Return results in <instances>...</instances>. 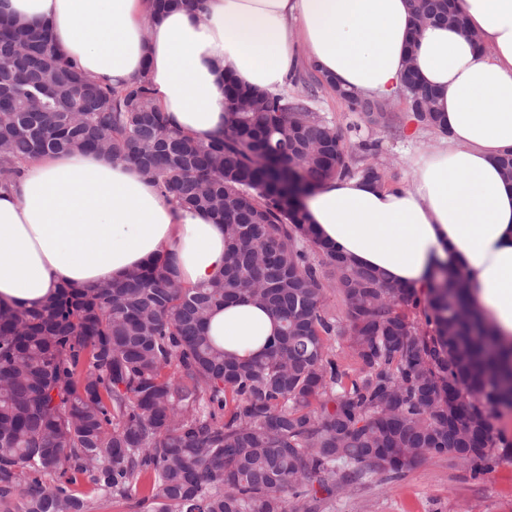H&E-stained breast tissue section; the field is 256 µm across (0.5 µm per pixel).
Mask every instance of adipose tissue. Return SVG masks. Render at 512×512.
Masks as SVG:
<instances>
[{
    "mask_svg": "<svg viewBox=\"0 0 512 512\" xmlns=\"http://www.w3.org/2000/svg\"><path fill=\"white\" fill-rule=\"evenodd\" d=\"M465 24L412 31L410 0H203L152 16V0H0V15L48 25L86 74L123 87L148 76L170 121L206 141L224 129V79L270 93L308 66L364 97L392 98L406 58L438 93L448 135L402 186L358 176L306 203L316 238L387 280L427 288L441 264L512 346V0H456ZM224 227L176 207L137 167L95 152L49 154L0 189V299L25 307L63 286L119 280L165 256L188 286L224 273ZM278 320L241 296L207 332L259 356Z\"/></svg>",
    "mask_w": 512,
    "mask_h": 512,
    "instance_id": "ef3b65f1",
    "label": "adipose tissue"
}]
</instances>
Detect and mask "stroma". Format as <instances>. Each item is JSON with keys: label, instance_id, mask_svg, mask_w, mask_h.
<instances>
[{"label": "stroma", "instance_id": "1", "mask_svg": "<svg viewBox=\"0 0 512 512\" xmlns=\"http://www.w3.org/2000/svg\"><path fill=\"white\" fill-rule=\"evenodd\" d=\"M379 142L376 156L389 183L402 186L413 175V160L441 146L438 137L387 128L363 129ZM309 512H512V450L499 452L491 471L473 476L452 456L429 457L394 479L373 478L319 493Z\"/></svg>", "mask_w": 512, "mask_h": 512}]
</instances>
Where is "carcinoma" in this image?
<instances>
[{"instance_id":"carcinoma-1","label":"carcinoma","mask_w":512,"mask_h":512,"mask_svg":"<svg viewBox=\"0 0 512 512\" xmlns=\"http://www.w3.org/2000/svg\"><path fill=\"white\" fill-rule=\"evenodd\" d=\"M453 0H412L414 24ZM272 94L227 80L224 132L200 142L170 125L143 76L116 89L60 54L45 25L0 16V186L32 158L98 151L135 164L174 205L224 224V275L188 287L158 257L119 281L62 287L46 302L0 301V512H91L73 486L131 512H288L336 489L395 478L451 454L475 476L512 411V357L456 271L423 294L387 283L320 243L284 175L312 193L340 176L383 186L375 140L314 111L321 81ZM370 128L398 130L386 99L337 92ZM398 97L420 130L446 133L436 92L404 71ZM346 322L325 310L327 289ZM247 294L280 321L266 352L242 360L213 344V309ZM346 335L360 368L329 340ZM330 344L332 345L336 359L341 363L343 368L350 374L356 372L360 365L357 359L352 355L348 339L341 336H332Z\"/></svg>"}]
</instances>
